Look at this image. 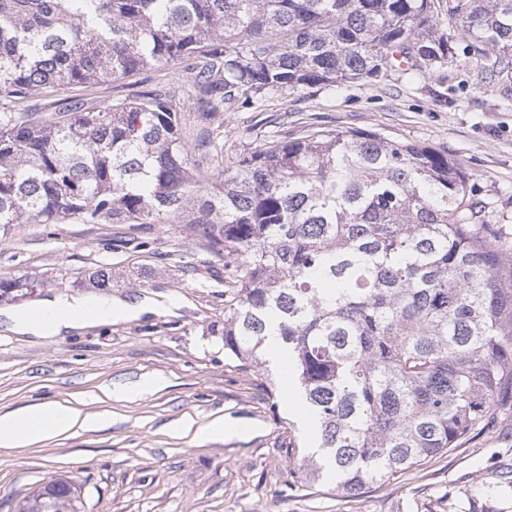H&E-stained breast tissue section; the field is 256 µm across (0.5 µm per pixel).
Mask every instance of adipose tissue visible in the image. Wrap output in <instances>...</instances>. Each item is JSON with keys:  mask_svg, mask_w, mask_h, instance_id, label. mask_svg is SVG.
Returning a JSON list of instances; mask_svg holds the SVG:
<instances>
[{"mask_svg": "<svg viewBox=\"0 0 512 512\" xmlns=\"http://www.w3.org/2000/svg\"><path fill=\"white\" fill-rule=\"evenodd\" d=\"M146 308L145 303L115 302L108 297L56 295L8 312L12 331L51 339L68 330L129 320ZM105 414L89 415L58 402L34 404L0 415V448H27L49 435H68L79 429L104 424Z\"/></svg>", "mask_w": 512, "mask_h": 512, "instance_id": "1", "label": "adipose tissue"}]
</instances>
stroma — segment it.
I'll use <instances>...</instances> for the list:
<instances>
[{
    "label": "stroma",
    "instance_id": "1",
    "mask_svg": "<svg viewBox=\"0 0 512 512\" xmlns=\"http://www.w3.org/2000/svg\"><path fill=\"white\" fill-rule=\"evenodd\" d=\"M452 35V34H451ZM468 37L453 34L447 64L423 74L399 70L346 85L310 86L224 115V157L259 149L268 132L297 137L313 128L376 131L445 152L468 177L483 220L512 241V70L493 82ZM189 74L175 65L115 83L71 90L97 104L132 99L163 86L190 134L199 125L185 93ZM112 271L113 299L150 301L130 321L71 330L52 339L6 329V310L55 294L92 293L88 275ZM34 286L0 299V414L47 401L86 414L107 411L102 429L50 437L30 448H0V512L51 481L72 480L85 512H512V488L497 473L512 467V418L493 420L462 448L354 498L320 492L289 466V433L305 436L287 363L271 364L273 398L255 375L224 354V260L182 221L167 224H22L0 233V278ZM161 377L163 386L133 401L109 399L114 384ZM224 418L245 435L199 442L172 434ZM470 485L487 487L469 505Z\"/></svg>",
    "mask_w": 512,
    "mask_h": 512
}]
</instances>
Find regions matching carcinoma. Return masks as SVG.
Returning <instances> with one entry per match:
<instances>
[{
	"label": "carcinoma",
	"mask_w": 512,
	"mask_h": 512,
	"mask_svg": "<svg viewBox=\"0 0 512 512\" xmlns=\"http://www.w3.org/2000/svg\"><path fill=\"white\" fill-rule=\"evenodd\" d=\"M489 73L512 69V0H452ZM448 62L430 0H0V232L163 224L224 257V353L267 365L276 333L315 423L284 452L357 496L512 416V245L478 222L468 177L426 146L319 128L224 160V113L304 86ZM184 63L204 135L168 92L97 107L33 95ZM53 481L19 512H82Z\"/></svg>",
	"instance_id": "1"
}]
</instances>
